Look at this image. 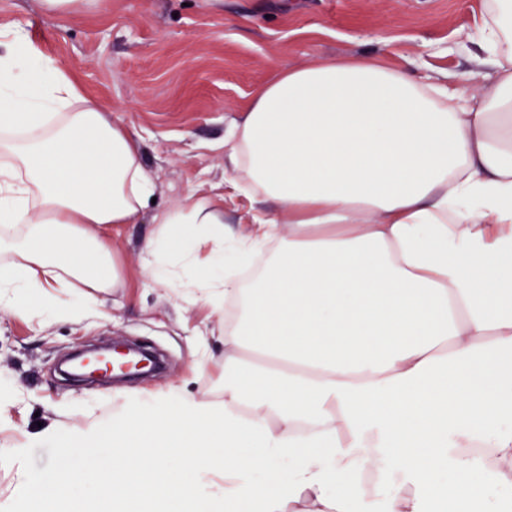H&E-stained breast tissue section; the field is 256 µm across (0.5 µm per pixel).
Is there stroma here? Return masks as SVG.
<instances>
[{"mask_svg":"<svg viewBox=\"0 0 512 512\" xmlns=\"http://www.w3.org/2000/svg\"><path fill=\"white\" fill-rule=\"evenodd\" d=\"M486 0H107L99 10L46 14L40 0H0V31L25 30L33 45L94 97L139 142L156 202L139 223L113 228L121 287L98 295L102 316L40 324L0 312V382L15 393L0 413V505L23 478H46V462H71L78 448L10 450L70 405V424L108 422L128 390L171 383L221 399L224 325L179 291L143 285L142 250L158 231L154 212L187 190L222 198L224 226L243 232L250 203L225 180L224 139L258 87L282 67L341 56L383 58L414 76L493 75L479 30ZM135 342L162 352L165 371L122 383L61 380L55 365L82 346Z\"/></svg>","mask_w":512,"mask_h":512,"instance_id":"35a3bbf8","label":"stroma"}]
</instances>
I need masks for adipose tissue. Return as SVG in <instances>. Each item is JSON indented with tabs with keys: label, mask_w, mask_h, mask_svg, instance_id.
Instances as JSON below:
<instances>
[{
	"label": "adipose tissue",
	"mask_w": 512,
	"mask_h": 512,
	"mask_svg": "<svg viewBox=\"0 0 512 512\" xmlns=\"http://www.w3.org/2000/svg\"><path fill=\"white\" fill-rule=\"evenodd\" d=\"M496 67L451 85L375 57L280 69L231 130L254 209L227 234L196 192L153 216L147 285L224 321V398L172 384L23 512H497L512 487V0H487ZM156 187L134 137L15 30L0 48V310L77 321L123 276L106 233ZM86 287L81 305L64 288ZM378 478L366 483L362 474ZM94 477L96 495L73 494Z\"/></svg>",
	"instance_id": "ef3b65f1"
}]
</instances>
